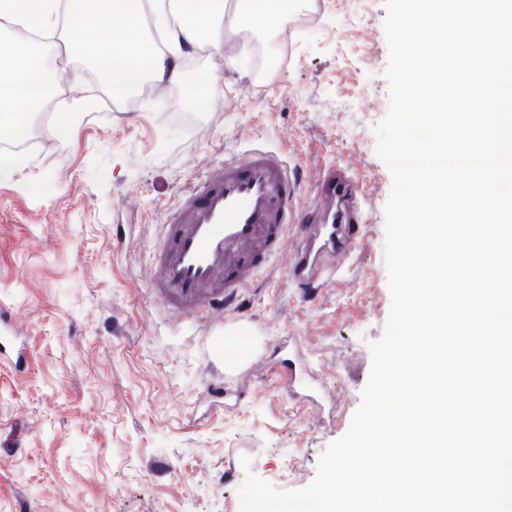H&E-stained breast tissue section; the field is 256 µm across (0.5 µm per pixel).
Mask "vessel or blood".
Segmentation results:
<instances>
[{"label": "vessel or blood", "instance_id": "vessel-or-blood-1", "mask_svg": "<svg viewBox=\"0 0 512 512\" xmlns=\"http://www.w3.org/2000/svg\"><path fill=\"white\" fill-rule=\"evenodd\" d=\"M299 179L262 146L226 154L171 206L150 256V288L180 314H212L242 294L285 252L287 277L310 288L341 267L366 237L358 187L342 168L323 171L296 208Z\"/></svg>", "mask_w": 512, "mask_h": 512}]
</instances>
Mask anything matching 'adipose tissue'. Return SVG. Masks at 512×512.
<instances>
[{
    "label": "adipose tissue",
    "instance_id": "adipose-tissue-1",
    "mask_svg": "<svg viewBox=\"0 0 512 512\" xmlns=\"http://www.w3.org/2000/svg\"><path fill=\"white\" fill-rule=\"evenodd\" d=\"M179 18L168 36L171 52L146 40L142 17L145 0H0V29L40 33L61 27L69 33V54L101 70L113 97L122 98L145 81L185 86L189 102L204 106L215 82L212 73H197L186 80L182 57L210 34L216 19L229 17L232 26L258 25L281 20L288 0H176ZM101 31L94 42L72 39L80 29ZM61 87L46 75L40 58L24 45L0 49V129L13 139L27 136L30 115L42 111Z\"/></svg>",
    "mask_w": 512,
    "mask_h": 512
}]
</instances>
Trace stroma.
I'll return each mask as SVG.
<instances>
[{
    "label": "stroma",
    "mask_w": 512,
    "mask_h": 512,
    "mask_svg": "<svg viewBox=\"0 0 512 512\" xmlns=\"http://www.w3.org/2000/svg\"><path fill=\"white\" fill-rule=\"evenodd\" d=\"M382 0H292L287 22L225 30L194 71L218 82L206 109L179 111L171 88L103 106L69 83L61 31L40 43L60 74L31 119L26 164L0 182V512H240L241 456L280 489L312 482L320 454L349 427L371 369L368 341L390 310L376 155L388 47ZM94 107L62 128L73 101ZM262 144L301 176L348 169L366 194L368 240L315 291L276 257L222 314L170 313L149 288L147 257L169 207L228 151ZM252 350L234 370L216 353L227 330ZM306 366L286 389L273 361L285 341Z\"/></svg>",
    "instance_id": "1"
}]
</instances>
